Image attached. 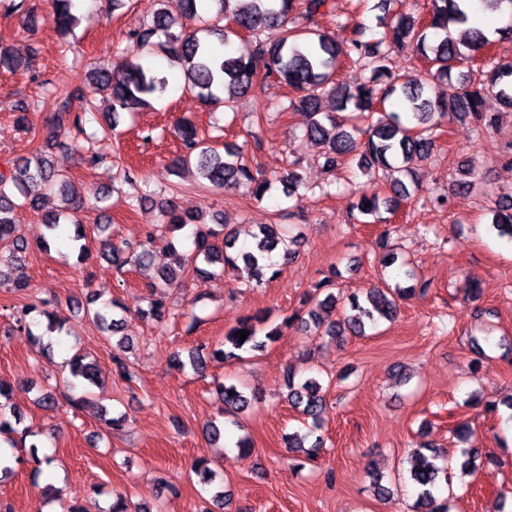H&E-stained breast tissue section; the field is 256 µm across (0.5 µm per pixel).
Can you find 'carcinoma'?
Segmentation results:
<instances>
[{
	"label": "carcinoma",
	"mask_w": 512,
	"mask_h": 512,
	"mask_svg": "<svg viewBox=\"0 0 512 512\" xmlns=\"http://www.w3.org/2000/svg\"><path fill=\"white\" fill-rule=\"evenodd\" d=\"M161 9L151 21L142 23L129 32L130 48L117 49L124 61L116 69L94 68L91 79L97 88L112 101V115L106 118L108 134L117 125L121 112H139L150 107L152 101L165 95L170 82L143 61V57L161 51L180 65L184 86L195 93L206 106L222 104L226 107L240 97L248 95L255 84V59L265 60L266 77L299 92L290 101L289 107L309 113L306 137L322 145L320 158L323 165L334 168L352 156L365 168H375L390 177L392 197L364 192L356 203L363 214L379 212L380 208L391 209L392 204L410 199L418 191L416 169L429 159L435 146L434 129L454 120L471 119L482 132L493 133L498 123V113L484 111V98L492 93L503 109L512 112V57L503 60L494 55L489 59L488 69L479 74V79L465 84H454L452 70L470 63L471 56L461 50V45L470 41L482 50L496 41L482 30L468 28L462 38L456 39L454 31L468 24L469 17L458 0H432V8L425 18L413 14L399 13L386 24L384 36L369 38L366 29L360 28L350 42L341 46L326 32L309 25L315 17L332 10V0H213L218 4L211 18L212 28L207 36L199 35L200 29L172 30L174 14L189 20L198 16L199 0H161ZM73 0H52L51 21L63 32L77 22L73 13ZM231 14L234 28L220 29L224 15ZM280 29V36L272 42L257 40L249 47L233 50L230 35L241 31L250 33L258 19ZM415 45L416 51L429 65V75L447 86L444 94L431 97L425 79L394 74L388 62L392 50L404 43ZM354 59L370 70L368 81L353 86L335 81L336 70L342 59ZM329 91L334 101L331 112L320 111V94ZM77 95L66 92L52 97L56 112V127L48 130L46 146H62L61 128L66 126L74 132V139L86 132L85 125L95 120V105L83 101L82 109L73 110ZM395 109L386 110V103ZM16 122L28 131L35 128L30 105L18 100L12 105ZM181 141V152L168 163L172 172L197 164L202 176L212 188L222 190L229 184L247 187L256 201L264 199L269 191V179L253 172L243 162L242 151L220 153L212 141L198 136L196 123L181 119L176 126ZM364 132L367 138L358 140L357 133ZM459 178L452 182L453 191L463 192L479 179V173L471 164L457 168ZM57 189L67 196L68 214L48 213L44 223L54 231L62 219L68 218L74 227L72 240L77 243L80 261L86 260L91 250L85 240L87 229L75 216L80 198L69 194L67 180L55 170L47 151L40 149L34 155L19 158L0 172V244L7 247V254L0 255V266L8 264L13 270L12 283L16 292L23 294L29 289V281L23 272L20 254L28 248L27 241L15 224L14 211L23 205H35L40 191ZM491 226L501 236L512 239V198L495 200L490 207ZM165 219L163 227L174 233L187 225L198 222V218L181 214L175 205L162 206ZM157 228L144 233L146 242L139 244L141 251L135 256L140 267L150 265L152 254L147 244L151 243ZM254 243L247 251L236 250V232L228 224L217 223L207 230H198L194 248L186 256H178L179 265L159 271L155 280L148 282V309L144 314L157 323L171 317L166 305L167 291L176 287L184 275L191 272L197 276L219 279L225 268L237 272V279L245 286L262 280L264 270L274 266L271 254L281 253L283 264L295 257L296 241L285 235L280 224H259L253 236ZM102 254L108 257L118 272L128 264L124 249L106 237L101 243ZM335 281L330 276L320 279L306 293L301 306L283 323L298 322L310 332H321L326 336L342 340L347 336H363L366 327L379 322L393 321L399 310V300L425 295L429 283L423 281L406 288L373 287L364 293H334ZM40 313L48 320L50 328L61 332L66 320L58 313V301L54 298L41 300ZM93 318L101 333L118 338L119 343H130L126 337V315L114 316L109 309L93 310ZM249 335L240 340L239 331ZM281 335L280 327L268 325L264 311L244 314L237 324L224 333L219 344L202 342L188 351V361L177 360L178 366L190 365L198 374H205L208 363L220 361L232 363L243 359V354L262 351ZM70 374L83 389L98 385L93 363L86 356L74 354L69 361ZM286 399L288 404L302 417L307 430H297L288 436V452L293 459L303 457L305 462L315 461L313 450L323 444V418L328 413V403L321 382L315 377L298 379L294 373L287 374ZM224 410L231 415L244 412L251 405V398L234 384L220 385ZM454 437L465 444L461 449L460 469L472 474L479 468L482 459L480 449L471 445L474 431L463 423L455 427ZM32 436L27 430H18L12 423L0 417V437L8 440L11 447L25 444ZM452 460L442 448L431 443H422L411 455L409 479L417 490L412 512H449L448 497L437 496L441 484H450L448 467ZM195 471L202 475L204 483H217L213 493V509L222 510L229 505L224 495L223 480L207 466V459L194 463Z\"/></svg>",
	"instance_id": "cac0c4a2"
}]
</instances>
